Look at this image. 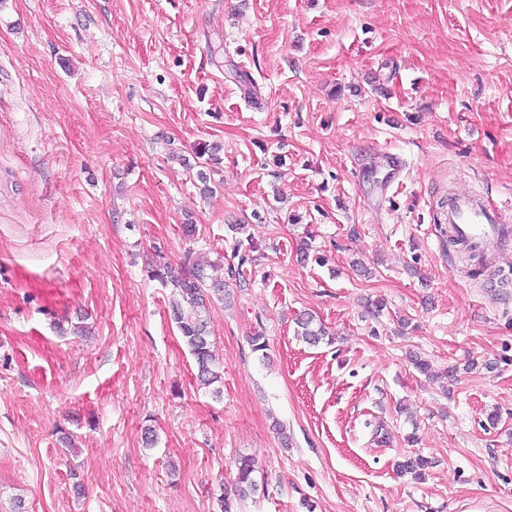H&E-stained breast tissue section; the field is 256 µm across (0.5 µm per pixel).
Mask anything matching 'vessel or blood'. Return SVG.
Segmentation results:
<instances>
[{
	"mask_svg": "<svg viewBox=\"0 0 512 512\" xmlns=\"http://www.w3.org/2000/svg\"><path fill=\"white\" fill-rule=\"evenodd\" d=\"M512 217V201L499 202L478 190L461 192L448 202V233L482 250L511 231L506 220Z\"/></svg>",
	"mask_w": 512,
	"mask_h": 512,
	"instance_id": "obj_1",
	"label": "vessel or blood"
}]
</instances>
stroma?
<instances>
[{
    "label": "stroma",
    "mask_w": 512,
    "mask_h": 512,
    "mask_svg": "<svg viewBox=\"0 0 512 512\" xmlns=\"http://www.w3.org/2000/svg\"><path fill=\"white\" fill-rule=\"evenodd\" d=\"M473 188L512 197V0H0V512H218L241 456L235 512H512V237L471 276ZM232 224L216 395L147 269L225 278ZM229 230L234 233L235 244L233 246L232 263H229L228 276L230 280L246 281L245 266L253 261L250 253L256 252L258 244L254 241L251 234H246L245 226L242 224H234L229 226ZM238 259L237 263L234 260ZM241 278V279H240ZM236 485L241 497L249 495L256 488L253 477L255 472V463L248 456H241L236 463Z\"/></svg>",
    "instance_id": "1"
}]
</instances>
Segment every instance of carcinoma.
Wrapping results in <instances>:
<instances>
[{
	"instance_id": "cac0c4a2",
	"label": "carcinoma",
	"mask_w": 512,
	"mask_h": 512,
	"mask_svg": "<svg viewBox=\"0 0 512 512\" xmlns=\"http://www.w3.org/2000/svg\"><path fill=\"white\" fill-rule=\"evenodd\" d=\"M229 230L235 234L232 262L228 267L231 280L246 279L245 266L253 261L251 253L258 249L254 238L246 233L245 226L234 224ZM210 262L188 254L184 267L175 273L169 266L159 264L151 268L150 277L173 288L170 301L171 314L184 344L188 347L196 366V379L205 388L220 393L216 384L221 382L220 372L214 366L210 341V308L213 300H224V282L208 279L206 269ZM300 335L310 344H318L327 337L326 331L315 324L310 314L298 318ZM428 462L420 456H406L398 468L406 473L420 474ZM236 485L239 495L244 497L253 492L256 483L253 477L255 463L248 456H242L236 463Z\"/></svg>"
}]
</instances>
